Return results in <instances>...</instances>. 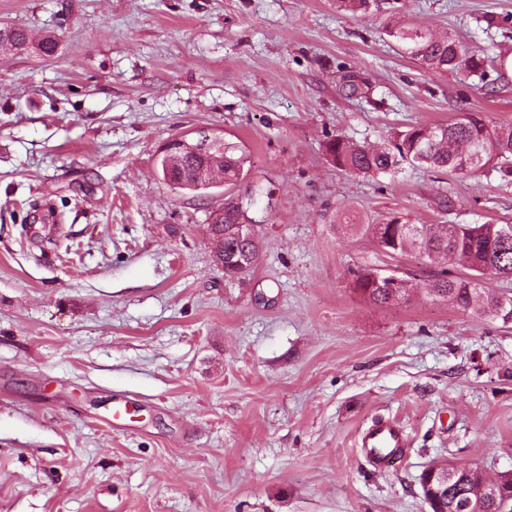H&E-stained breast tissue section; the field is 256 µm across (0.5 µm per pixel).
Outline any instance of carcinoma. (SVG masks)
Instances as JSON below:
<instances>
[{"mask_svg":"<svg viewBox=\"0 0 512 512\" xmlns=\"http://www.w3.org/2000/svg\"><path fill=\"white\" fill-rule=\"evenodd\" d=\"M412 59L428 68L446 72L477 73L492 66L506 70V59L496 60L466 48L453 35L436 36L429 30L399 25L389 32ZM31 40L21 27L0 29V54L29 49ZM483 148L482 166L495 170L500 178L512 177V126L491 129L479 112H469L448 124H412L395 134L388 147H369L336 137L326 144L332 163L350 174L389 175L409 164L445 171L450 175L476 171L469 164L475 145ZM249 157L226 144L224 152L210 159L216 172H224V182L232 183L248 175ZM224 223L244 224L246 216L238 202L228 196L224 202ZM379 246L392 255L416 254L427 260L452 263L462 260L472 274L458 276L443 269L428 275L426 291L432 299L448 302L464 311H474L507 324L505 314L512 312V294L491 293L480 286L483 276L472 267L477 258L488 265L490 273L512 280V224H407L393 215L379 224H364ZM358 292L370 303L384 306L402 300L405 286L390 287L378 270L365 268L357 274ZM450 469L454 482L441 493L427 489L433 472ZM422 497L431 512H512V473L488 478L474 466H448L437 461L420 477Z\"/></svg>","mask_w":512,"mask_h":512,"instance_id":"1","label":"carcinoma"}]
</instances>
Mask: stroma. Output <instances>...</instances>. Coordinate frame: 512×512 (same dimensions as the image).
Wrapping results in <instances>:
<instances>
[{"instance_id": "stroma-1", "label": "stroma", "mask_w": 512, "mask_h": 512, "mask_svg": "<svg viewBox=\"0 0 512 512\" xmlns=\"http://www.w3.org/2000/svg\"><path fill=\"white\" fill-rule=\"evenodd\" d=\"M406 22L512 57V0H0V26L58 41L0 55V512H428L431 462L512 472V325L431 299L430 262L363 230L512 224V182L325 150L512 126V76L428 69L388 35ZM205 135L249 176L163 181L160 146ZM228 195L259 241L232 279L209 234ZM367 267L407 299L365 300ZM379 417L408 435L385 470L359 448Z\"/></svg>"}]
</instances>
